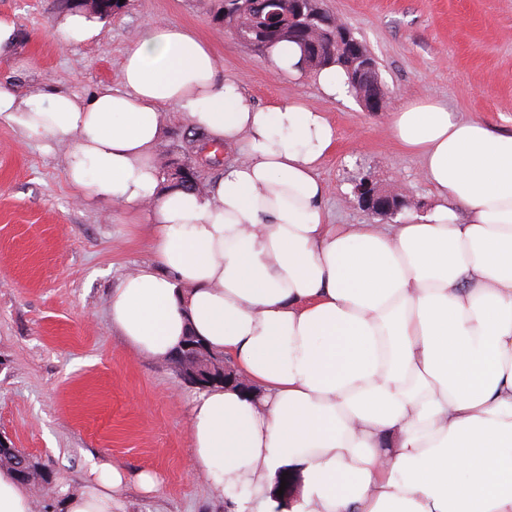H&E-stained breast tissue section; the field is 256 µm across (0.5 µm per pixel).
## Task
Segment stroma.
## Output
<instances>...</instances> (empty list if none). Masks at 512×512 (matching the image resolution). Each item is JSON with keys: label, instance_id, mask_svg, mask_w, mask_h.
<instances>
[{"label": "stroma", "instance_id": "stroma-1", "mask_svg": "<svg viewBox=\"0 0 512 512\" xmlns=\"http://www.w3.org/2000/svg\"><path fill=\"white\" fill-rule=\"evenodd\" d=\"M377 58L387 91L383 111L329 102L307 80L275 76L266 57L219 23L221 0H126L90 44L65 41L55 0H0L15 21L13 59L0 85L20 96L39 90L91 96L120 80L133 34L169 22L213 48L222 74L258 107L300 98L326 112L336 144L319 170L333 224L371 217L353 196L359 173L379 186L400 181L425 213L432 192L418 157L387 133L410 99H436L466 116L512 128V0H324ZM145 225L123 210L77 204L64 152L28 140L0 120V434L50 473L35 489L41 506L59 479L78 482L89 458L128 469V512H224L195 470L189 400L195 389L168 360L137 352L112 325L109 291L150 261ZM150 471L157 493L139 490Z\"/></svg>", "mask_w": 512, "mask_h": 512}]
</instances>
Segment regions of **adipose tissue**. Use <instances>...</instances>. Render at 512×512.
Here are the masks:
<instances>
[{
	"instance_id": "adipose-tissue-1",
	"label": "adipose tissue",
	"mask_w": 512,
	"mask_h": 512,
	"mask_svg": "<svg viewBox=\"0 0 512 512\" xmlns=\"http://www.w3.org/2000/svg\"><path fill=\"white\" fill-rule=\"evenodd\" d=\"M268 56L349 99L343 72L308 71L297 45ZM171 107L236 155L204 191L162 186ZM0 117L65 146L77 200L147 226L153 262L108 298L120 335L165 358L194 334L251 383L189 401L195 467L227 512H274L286 466L306 477L293 512H512V130L405 101L389 131L420 158L432 206L332 224L327 113L253 106L177 24L142 29L118 85L89 98L0 85ZM129 479L93 461L55 510L126 512Z\"/></svg>"
}]
</instances>
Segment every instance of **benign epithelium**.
<instances>
[{
  "instance_id": "benign-epithelium-1",
  "label": "benign epithelium",
  "mask_w": 512,
  "mask_h": 512,
  "mask_svg": "<svg viewBox=\"0 0 512 512\" xmlns=\"http://www.w3.org/2000/svg\"><path fill=\"white\" fill-rule=\"evenodd\" d=\"M319 14L327 15L329 11L322 6ZM331 21L337 26V41L349 49L358 51L360 56L361 65L355 76L356 85L359 89L360 104L369 112L381 111L386 92L378 79V67L375 58L366 52L364 45L354 36L353 31L343 18L333 14L331 15ZM353 195L363 211L370 214L378 213L386 217H395L399 213L398 204L402 196L405 195V191L396 183L379 188L369 179L362 178L355 183ZM170 362L185 381L196 385L200 390L210 387L218 380L237 387H247V384L237 377L231 363L210 355L203 344L194 340L174 350ZM0 452L17 454L23 460L20 465L22 476L30 480L33 479L32 471L24 463L27 457L26 452L15 448L5 437L0 439Z\"/></svg>"
}]
</instances>
